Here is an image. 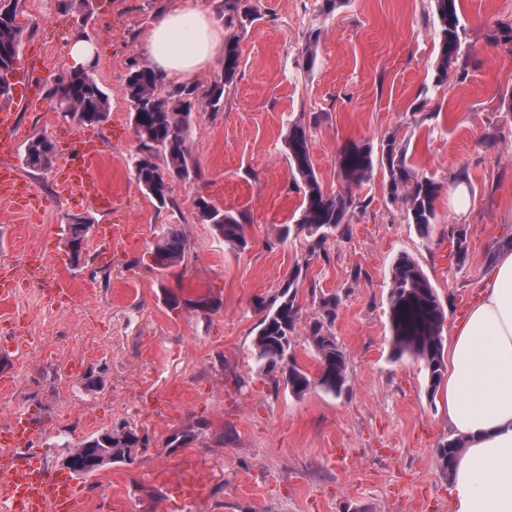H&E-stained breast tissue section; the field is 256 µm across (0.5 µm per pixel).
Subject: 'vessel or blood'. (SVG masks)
<instances>
[{
  "label": "vessel or blood",
  "instance_id": "b4317fda",
  "mask_svg": "<svg viewBox=\"0 0 512 512\" xmlns=\"http://www.w3.org/2000/svg\"><path fill=\"white\" fill-rule=\"evenodd\" d=\"M14 108L0 105V154L9 155L13 148ZM64 166L59 187L67 196H77L93 210L111 213L112 191L96 175L95 167L103 155L105 143L97 134L78 133ZM0 199L26 208L41 207L43 199L32 192L27 180L9 165L0 166ZM125 227L104 224L98 229L97 259L107 265L112 252L125 242ZM36 430L27 415L19 411L0 425V446L14 449V456L0 464V512H81L78 484L67 476L49 471L41 458L31 453ZM208 482L197 472H189L178 486V497L193 501L207 492Z\"/></svg>",
  "mask_w": 512,
  "mask_h": 512
}]
</instances>
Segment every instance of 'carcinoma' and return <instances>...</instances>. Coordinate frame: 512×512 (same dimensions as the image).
<instances>
[{
  "label": "carcinoma",
  "instance_id": "obj_1",
  "mask_svg": "<svg viewBox=\"0 0 512 512\" xmlns=\"http://www.w3.org/2000/svg\"><path fill=\"white\" fill-rule=\"evenodd\" d=\"M438 22L439 50L436 82L448 81V74L468 58L462 34L458 0H433ZM57 9L74 18L75 27L85 28L94 13L93 0H57ZM219 16L224 26L235 33L224 41L221 73L207 87L196 83L175 84L155 68L142 65L132 70L125 84L134 135L139 142L133 160L135 177L148 195L164 206L172 202L170 184L174 181L191 183L201 178L200 168L190 149L193 134L192 112L199 102L212 111L223 107L225 89L230 87L239 70L240 35L247 32L256 20L253 0H221ZM488 39L496 44L512 43V25L489 19ZM23 29L0 14V97L12 94V83L1 74L13 72L21 44ZM95 66L88 64L79 70L55 75L50 81L46 97L53 111L69 114L80 125L99 126L108 120L111 111L109 96L94 75ZM320 122V115L312 113L306 120L291 123L286 143L288 162L303 191L301 214L293 224L280 229L281 239L301 237L306 243L305 263L327 255L326 245L350 237V217L367 207L366 200L356 196L353 188L372 180L375 164L387 171V192L393 203L405 207L406 223L414 225L422 239H429L436 219L435 202L443 185L434 176L416 171L408 161V147L390 135L381 142L380 157H374L367 143L352 142L338 153L337 167L341 187L324 191L310 156L311 130ZM25 162L35 172L51 168L54 145L45 134L30 138L25 144ZM195 215L199 222L211 226L217 238L237 247L247 246L245 215L209 202L203 196L193 198ZM70 237L77 245L71 264L79 267L87 263L78 247L83 234L82 225L68 227ZM457 267L466 264L468 241L466 229L452 224L448 227ZM186 239L177 224L163 230L153 250L159 271L184 264ZM303 276L300 265L289 273L286 283L269 298H259L258 312L262 313L259 330L252 343V359L257 373L268 377L274 385L285 383L299 396L311 389L339 396L348 389V360L339 346L333 328L338 317L340 298L333 292L310 286L313 316L301 322V306L296 302L299 280ZM388 295L389 320L393 330L391 357L420 360L427 371L428 393L434 396L448 365L444 360L443 328L445 307L436 287L419 263L408 254L397 257L391 271ZM302 327L308 345L319 360V372L312 378L302 371L291 353L297 327ZM205 429L197 426L174 431L164 441L166 448H185L197 441ZM149 445L147 437L137 427L123 422L104 432L86 436L75 443L65 444L62 466L70 473L86 478L104 466L131 464L138 448ZM464 447L459 439L439 443L435 462L439 471L448 476L457 454Z\"/></svg>",
  "mask_w": 512,
  "mask_h": 512
}]
</instances>
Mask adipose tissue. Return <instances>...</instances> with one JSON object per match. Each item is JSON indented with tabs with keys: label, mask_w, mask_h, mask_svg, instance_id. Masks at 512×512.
Masks as SVG:
<instances>
[{
	"label": "adipose tissue",
	"mask_w": 512,
	"mask_h": 512,
	"mask_svg": "<svg viewBox=\"0 0 512 512\" xmlns=\"http://www.w3.org/2000/svg\"><path fill=\"white\" fill-rule=\"evenodd\" d=\"M224 48L204 0L157 15L145 50L171 81L192 80ZM443 381L449 426L464 441L450 478L451 512H512V251L501 253L479 301L455 323Z\"/></svg>",
	"instance_id": "adipose-tissue-1"
}]
</instances>
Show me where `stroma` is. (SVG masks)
Instances as JSON below:
<instances>
[{"label":"stroma","instance_id":"35a3bbf8","mask_svg":"<svg viewBox=\"0 0 512 512\" xmlns=\"http://www.w3.org/2000/svg\"><path fill=\"white\" fill-rule=\"evenodd\" d=\"M175 0H96L88 28L98 60L95 75L111 101L99 177L112 186L115 216L129 226L128 245L112 258L110 277L96 262L72 267L68 219L91 226L110 216L57 194L74 121L49 105L15 110L19 144L12 164L44 198L36 211L0 202V265L16 272L11 299L0 301V423L25 410L36 428L34 451L62 472L67 437H84L127 421L150 438L134 464L112 466L81 480L83 512H173L184 459L210 484L206 499L183 512H450L448 477L435 465L438 444L452 438L443 394L428 397L423 363L392 361L387 297L390 271L413 256L446 308L445 327L463 318V301H478L499 245L512 238V122L501 97L512 90V52L491 46L485 19L512 24V0H460L470 49L465 78L436 85L437 45L431 0H344L329 16L315 0H255L258 18L242 35L238 77L224 107L193 111L190 148L202 177L172 183L177 209L157 207L139 187L137 154L124 86L147 64L140 42L150 21ZM56 0H20L18 58L38 54L43 84L71 68V16ZM319 30L317 58L306 69L302 50ZM317 112L310 154L325 190L339 188L336 156L352 142L379 146L396 135L413 167L442 182L429 240L407 224L385 190L386 173L356 188L368 206L350 220V240L331 246L328 260L305 259L303 239L278 242L281 226L298 218L302 194L288 163L285 138L301 114ZM45 134L55 158L45 172L29 169L23 144ZM471 183L456 205L453 172ZM246 215V248L222 242L199 223L193 196ZM185 233L184 267L157 271L153 244L167 226ZM467 230L468 261L448 258L449 225ZM44 253L45 275L68 280L71 303L48 301L28 275L27 249ZM307 263L298 287L303 318L313 314L309 283L341 300L334 331L349 363V387L335 397L319 390L296 396L259 375L251 359L261 319L257 297L278 291L292 268ZM179 307L169 303L171 296ZM213 300L211 311L187 300ZM96 367L86 387L71 364ZM208 429L185 448H165L182 427Z\"/></svg>","mask_w":512,"mask_h":512}]
</instances>
